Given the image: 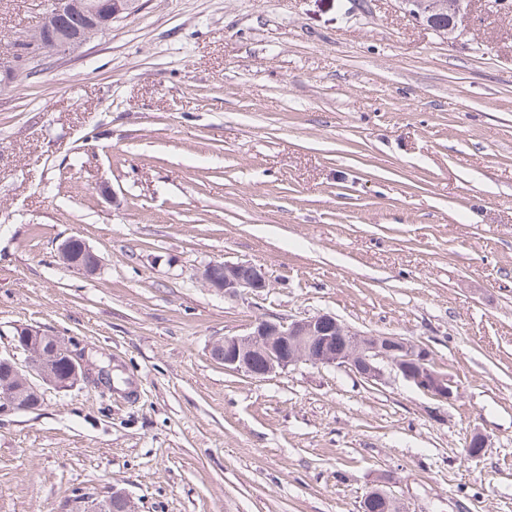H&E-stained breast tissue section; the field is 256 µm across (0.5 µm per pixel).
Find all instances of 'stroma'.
I'll return each instance as SVG.
<instances>
[{
  "label": "stroma",
  "instance_id": "1",
  "mask_svg": "<svg viewBox=\"0 0 512 512\" xmlns=\"http://www.w3.org/2000/svg\"><path fill=\"white\" fill-rule=\"evenodd\" d=\"M52 0H0V53ZM81 238L102 259L67 268ZM212 261L262 266L229 298ZM330 313L429 347L460 389L211 344ZM72 338L132 392L0 416V512L112 487L138 512H512V14L455 40L399 0H143L0 81V348ZM490 446L466 453L474 432ZM78 238H75V237H72V238H69L65 241H63L59 247H58V258L64 263V264H67L70 266V268L74 269V270H77V271H81V272H85V273H95L96 270L100 267L101 265V260H100V257L95 254L81 239H79L83 245V249L91 255V258H92V261H93V265L90 266V267H87L85 265H80L79 267H75L73 266L70 261L68 260L69 257H70V249H71V245H72V241L73 240H76ZM81 243L76 240L73 245H72V252H71V258L73 262H76L79 263V264H86L88 265L90 262L87 261L88 260V254L87 253H84L82 251V246H81Z\"/></svg>",
  "mask_w": 512,
  "mask_h": 512
}]
</instances>
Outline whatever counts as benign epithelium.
<instances>
[{"instance_id": "1", "label": "benign epithelium", "mask_w": 512, "mask_h": 512, "mask_svg": "<svg viewBox=\"0 0 512 512\" xmlns=\"http://www.w3.org/2000/svg\"><path fill=\"white\" fill-rule=\"evenodd\" d=\"M469 0H448L453 13L448 40L464 26L470 14ZM140 0H58L43 21V26L28 38L34 55L39 57L64 36L65 50L76 49L105 34L114 20L139 10ZM201 280L213 291L229 297L244 292L259 293L269 287L264 268L251 262H211L201 272ZM30 340L15 342L8 352L0 353V363L11 368L10 377L0 379V415L23 410L20 392L40 390L48 383L46 373L57 355L53 342L57 336L38 329H26ZM75 383L99 373L106 377L111 368L99 369L93 362L69 352ZM211 355L224 363V369L265 379L299 363L333 366L354 372L374 383L383 380L385 371L401 376L419 391L441 405L460 397L459 389L448 376L437 371L430 350L395 335H377L355 331L329 313L301 319L268 316L257 319L250 332L226 336L211 346ZM112 497L121 506L114 512H137L134 502L123 492L107 489L81 495L68 503L74 512H98L102 498Z\"/></svg>"}]
</instances>
